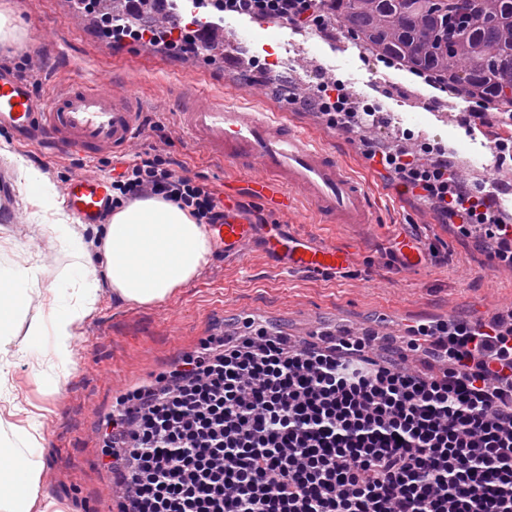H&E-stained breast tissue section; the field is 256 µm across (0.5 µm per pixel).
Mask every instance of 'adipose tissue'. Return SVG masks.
<instances>
[{"instance_id": "obj_1", "label": "adipose tissue", "mask_w": 512, "mask_h": 512, "mask_svg": "<svg viewBox=\"0 0 512 512\" xmlns=\"http://www.w3.org/2000/svg\"><path fill=\"white\" fill-rule=\"evenodd\" d=\"M25 184L33 186L35 203L50 230L62 238L73 259L70 275L81 283L76 302L56 307L46 318H26L27 299L34 291L29 270L0 268V389L8 382L10 347L24 352L43 332L52 342L46 351L54 368L72 362L71 339L76 325L96 302V270L86 251L83 235L74 218L58 202L51 184L19 170ZM104 267L119 299L138 305L163 301L179 286L191 281L208 264L211 243L207 225L197 223L188 211L167 201L150 198L116 209L104 225ZM27 322L26 334L17 326ZM41 422L29 419L18 426L0 421V512H33L41 490L43 472Z\"/></svg>"}]
</instances>
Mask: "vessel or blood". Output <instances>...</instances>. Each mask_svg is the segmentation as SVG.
Listing matches in <instances>:
<instances>
[{
  "instance_id": "vessel-or-blood-1",
  "label": "vessel or blood",
  "mask_w": 512,
  "mask_h": 512,
  "mask_svg": "<svg viewBox=\"0 0 512 512\" xmlns=\"http://www.w3.org/2000/svg\"><path fill=\"white\" fill-rule=\"evenodd\" d=\"M172 101L189 139L209 158L243 171L254 197L272 190L298 197L324 224L375 223L366 190L338 160L302 128L282 115L232 101L212 90L174 87ZM27 139L46 155L78 151L92 157L131 155L141 136L140 114L124 84L100 87L75 74L63 87L45 95L13 72L0 69V131ZM109 181L88 170L62 188L66 207L82 224L97 223L107 207ZM219 254L246 258L253 245L264 255L282 258L286 268L323 273L348 263L352 252L311 243L283 225L266 233L235 208L210 227ZM427 256L411 240H402L398 262L410 270Z\"/></svg>"
}]
</instances>
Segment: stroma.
<instances>
[{"label":"stroma","mask_w":512,"mask_h":512,"mask_svg":"<svg viewBox=\"0 0 512 512\" xmlns=\"http://www.w3.org/2000/svg\"><path fill=\"white\" fill-rule=\"evenodd\" d=\"M72 7V0H0V13L17 27L15 38L0 39V54L12 56L37 48L39 23L49 22L64 31L60 49L42 55L37 91L50 84L66 85L75 65L98 81L126 84L142 112L137 151L164 150L189 175L200 177L219 193L240 175L204 157L184 135L176 113L164 109L172 85L201 84L255 108L283 113L340 154L349 172L364 182L377 221L358 228L323 224L298 199L285 211L261 204L268 220L295 225L299 233L321 243L334 247L357 243L352 262L323 274L288 273L272 267L258 252L244 261L215 254L193 280L152 305L121 301L105 271H98V300L76 327L74 365L59 392L44 398L45 381L31 363L23 361L12 370L8 400L0 399L1 419L22 425L29 416L39 415L42 490L63 512H114L116 485L104 462L113 406L134 388L154 381L213 333L234 325L240 313L260 315L302 340L320 322L363 326L377 321L395 332L455 314L471 317L489 298H512V266L489 267L487 248L442 225L438 214L418 197H396L398 176L368 158L388 140L401 137L431 145L443 140L452 162L472 161L481 133L476 128H457L453 119L454 113L468 110V101H452L447 93L425 90L404 71L389 70L341 33L330 43L320 35L301 37L286 30L230 42V49L247 57L261 54L266 45L276 52L273 72L257 71L253 83L245 86L230 60L219 64L197 55L175 56L156 46L133 53L112 45L96 23L78 22ZM325 63L333 65L334 78L343 82L349 104L359 110L372 104L378 111L393 113L396 125L387 137L360 144L357 136L318 119L315 112L288 105L275 93V86L306 82L308 69ZM0 141L8 146L7 154H0V264L32 259L43 295L69 297L76 286L69 274L72 260L47 224L35 217L31 195L17 181V160L32 161L37 151L2 131ZM405 235L424 247L443 246L447 263L431 260L416 270L400 269L394 243Z\"/></svg>","instance_id":"obj_1"}]
</instances>
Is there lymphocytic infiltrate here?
<instances>
[{"instance_id":"obj_1","label":"lymphocytic infiltrate","mask_w":512,"mask_h":512,"mask_svg":"<svg viewBox=\"0 0 512 512\" xmlns=\"http://www.w3.org/2000/svg\"><path fill=\"white\" fill-rule=\"evenodd\" d=\"M74 2L112 41L179 53L207 52L195 26L228 13L306 30L337 15L336 0H169L179 27L145 29L131 20L146 0H124L116 14ZM378 163L443 222L486 225L498 242L489 265L512 263V224L489 223L483 192L460 188L447 165L406 152ZM179 166L138 153L112 183V208L160 198L197 223L222 220L216 192ZM243 324L246 335L211 337L113 414L108 453L125 464L133 512H512V327L464 316L422 324L378 358L370 335L295 347L254 318ZM421 348L446 369L408 371V352Z\"/></svg>"}]
</instances>
